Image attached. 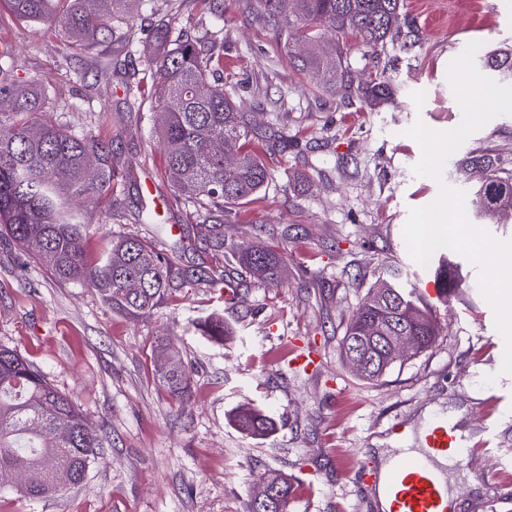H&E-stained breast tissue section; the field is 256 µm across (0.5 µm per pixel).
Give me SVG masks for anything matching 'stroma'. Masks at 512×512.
<instances>
[{
  "label": "stroma",
  "instance_id": "obj_1",
  "mask_svg": "<svg viewBox=\"0 0 512 512\" xmlns=\"http://www.w3.org/2000/svg\"><path fill=\"white\" fill-rule=\"evenodd\" d=\"M412 32L378 51L349 32L336 46L355 81L376 61H394L391 103L371 110L340 91L324 92L297 71L259 31L241 0H224L223 16L202 0H178L176 29L205 39L224 28V84L253 125L285 138L262 160L269 183L241 209L224 211V249L208 248L196 210L167 180L154 127L160 109L151 89L140 108L124 100L123 81L139 62L107 43L66 57L57 29L0 14V47L12 54L19 80L45 87L61 107L56 119L109 143L117 175L86 230L89 259L112 236L150 242L176 255L179 270L220 266L238 297L206 285H184L149 315L133 319L106 306L92 288L58 282L12 243L0 240V344L17 349L56 388L74 399L108 440L84 481L46 501L23 497L0 480V512H244L261 472L288 474L296 491L288 512H380L366 479L380 448L419 440L433 419L448 420L473 462L446 466L455 512H512L498 488L512 486V467L482 450L483 425L495 426L500 451L512 454V374L502 373L505 340L478 289L479 269L462 255L436 250L414 262L403 237L410 208L424 207L440 184L473 194L482 174L462 166L488 155L512 170V115L493 118L447 160L442 180L415 175L421 148L405 131L422 120L435 131L456 127L462 110L447 81L449 63L472 41L482 51L512 48V0H404ZM115 59L103 74L101 58ZM79 69L84 83L69 81ZM107 104L105 123L72 111L86 100ZM257 245L284 258L283 280L254 282L234 258ZM457 265V292L435 313L434 348L405 358L380 380L346 365L340 340L379 273L397 270L415 288L434 280L440 260ZM218 313L234 335L217 344L193 323ZM168 337L194 372L189 399L175 400L155 377L156 337ZM316 350L309 375L290 365V348ZM251 404L273 416L275 432L254 439L234 427L232 413ZM407 423L404 438L388 430Z\"/></svg>",
  "mask_w": 512,
  "mask_h": 512
}]
</instances>
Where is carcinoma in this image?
Here are the masks:
<instances>
[{
    "instance_id": "carcinoma-1",
    "label": "carcinoma",
    "mask_w": 512,
    "mask_h": 512,
    "mask_svg": "<svg viewBox=\"0 0 512 512\" xmlns=\"http://www.w3.org/2000/svg\"><path fill=\"white\" fill-rule=\"evenodd\" d=\"M11 14L23 22L49 23L61 30L70 49L86 52L119 34L123 51H138L141 37L135 16L145 0H69L63 14L55 0H5ZM256 26L270 32L300 72H311L320 86H341L366 106L377 107L392 96L387 71L354 84L342 68L336 50L319 51L325 34L357 33L363 45L376 48L406 24L401 0H244ZM150 37L162 52L147 59L137 82H126L128 105L138 102L143 86L153 88L162 109L155 127L165 154L172 185L188 194L198 209H219L246 203L269 181L270 173L251 145L273 148L283 137L254 126L237 111L224 90V31L209 32L201 45L181 33L172 35L166 15ZM484 65L512 72V51H491ZM58 106L46 91L11 75L10 53H0V234L4 233L34 256L61 282L96 289L110 308L132 318L144 317L179 285L224 281L217 267L185 270L174 284L175 261L147 243L129 236L110 242L97 262L87 260L84 234L90 218L74 209L79 200H98L112 181V148L86 132L65 130L55 120ZM236 163H224V152ZM466 165L482 172L474 193L476 214L487 220L512 208V173L489 157L474 156ZM250 276L267 285L280 281L282 258L258 246L237 250ZM364 297L341 340L346 359L365 362L359 375L374 380L394 364L392 342L397 336L418 339L417 352L430 350L440 330L434 312L415 289L392 272ZM202 335L216 342L232 334L224 317L210 315L196 322ZM157 355H169L167 367H157L158 383L173 396L191 392L193 377L178 351L165 338L156 341ZM233 423L253 437L274 430L262 410L242 407ZM103 448V438L86 423L81 408L60 392L47 376L17 350L0 345V474H19L18 492L31 500L65 494L86 477ZM271 512H288L294 486L288 476L266 470Z\"/></svg>"
}]
</instances>
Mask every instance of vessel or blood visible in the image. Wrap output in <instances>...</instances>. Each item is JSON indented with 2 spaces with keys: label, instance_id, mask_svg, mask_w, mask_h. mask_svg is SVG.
Returning a JSON list of instances; mask_svg holds the SVG:
<instances>
[{
  "label": "vessel or blood",
  "instance_id": "1",
  "mask_svg": "<svg viewBox=\"0 0 512 512\" xmlns=\"http://www.w3.org/2000/svg\"><path fill=\"white\" fill-rule=\"evenodd\" d=\"M426 457L400 456L386 478L374 479L375 498L385 500L388 512H453L448 482L429 466V458L454 453L459 462L470 460L469 449L456 446L447 421L428 423L422 436Z\"/></svg>",
  "mask_w": 512,
  "mask_h": 512
}]
</instances>
